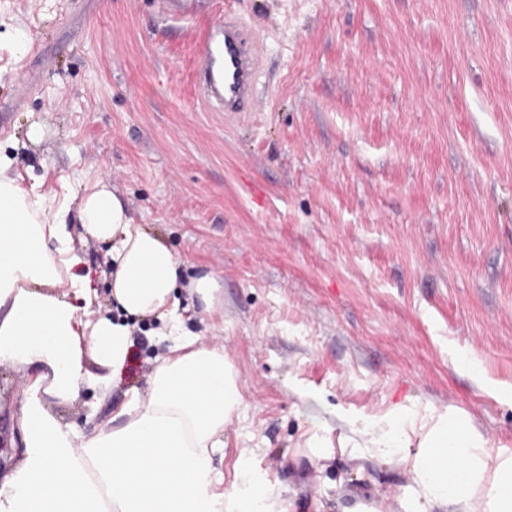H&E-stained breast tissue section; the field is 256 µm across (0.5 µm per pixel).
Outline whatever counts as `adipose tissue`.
I'll return each instance as SVG.
<instances>
[{
    "label": "adipose tissue",
    "instance_id": "ef3b65f1",
    "mask_svg": "<svg viewBox=\"0 0 512 512\" xmlns=\"http://www.w3.org/2000/svg\"><path fill=\"white\" fill-rule=\"evenodd\" d=\"M12 164L0 154V364L27 370L28 381L10 416L21 453L0 475V512H284L271 487L248 474L240 489H223L214 458L243 397L223 349L183 328L174 251L97 181L74 211L86 234L110 246L112 305L125 317L94 310L97 293L72 245L73 209L22 188ZM135 317L158 320L167 343L147 389L126 390L93 433L62 423L54 407L83 387L110 388ZM358 435L374 458L411 475L403 512H512V456L468 418L395 409Z\"/></svg>",
    "mask_w": 512,
    "mask_h": 512
}]
</instances>
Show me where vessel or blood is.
<instances>
[{
    "instance_id": "obj_1",
    "label": "vessel or blood",
    "mask_w": 512,
    "mask_h": 512,
    "mask_svg": "<svg viewBox=\"0 0 512 512\" xmlns=\"http://www.w3.org/2000/svg\"><path fill=\"white\" fill-rule=\"evenodd\" d=\"M200 84L207 101L228 113L245 111L260 70L245 35L223 19H212L200 39Z\"/></svg>"
}]
</instances>
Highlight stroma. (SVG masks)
I'll use <instances>...</instances> for the list:
<instances>
[{"label": "stroma", "mask_w": 512, "mask_h": 512, "mask_svg": "<svg viewBox=\"0 0 512 512\" xmlns=\"http://www.w3.org/2000/svg\"><path fill=\"white\" fill-rule=\"evenodd\" d=\"M218 14L262 64L232 115L197 80ZM0 122L24 188L56 205L108 180L183 281L218 276L215 312L180 299L184 329L239 374L225 486L246 456L286 512H402L410 474L336 430L397 406L465 414L512 455V0H200L192 20L164 0H0ZM33 122L43 141L15 150ZM75 245L111 310L108 244ZM158 328L139 324L117 389L56 415L93 432L145 387Z\"/></svg>", "instance_id": "1"}]
</instances>
